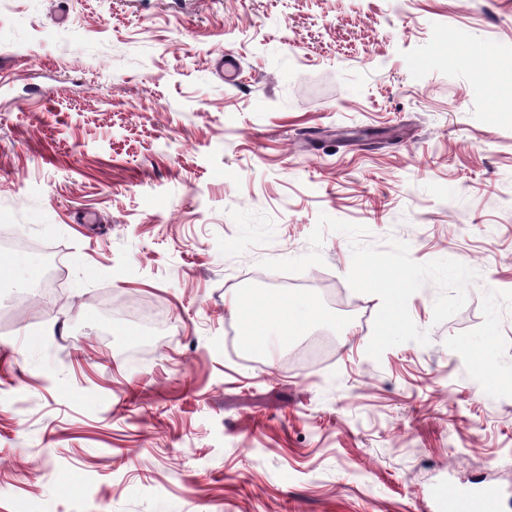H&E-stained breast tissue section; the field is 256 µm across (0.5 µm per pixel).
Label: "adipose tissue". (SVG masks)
Here are the masks:
<instances>
[{
  "mask_svg": "<svg viewBox=\"0 0 512 512\" xmlns=\"http://www.w3.org/2000/svg\"><path fill=\"white\" fill-rule=\"evenodd\" d=\"M358 280L361 284L382 290L390 299L381 319L380 336L406 333L407 323L401 307L404 277L382 272L372 261L365 259L360 263ZM241 315L247 340L262 352L268 351L271 345L288 343L326 319V311L315 296L296 299L273 290L244 299Z\"/></svg>",
  "mask_w": 512,
  "mask_h": 512,
  "instance_id": "1",
  "label": "adipose tissue"
}]
</instances>
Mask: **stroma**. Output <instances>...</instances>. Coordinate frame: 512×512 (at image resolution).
Returning <instances> with one entry per match:
<instances>
[{
  "instance_id": "35a3bbf8",
  "label": "stroma",
  "mask_w": 512,
  "mask_h": 512,
  "mask_svg": "<svg viewBox=\"0 0 512 512\" xmlns=\"http://www.w3.org/2000/svg\"><path fill=\"white\" fill-rule=\"evenodd\" d=\"M476 45L512 60V0L1 8L0 512H512V87ZM283 287L328 320L255 355L232 304ZM357 276L361 284L379 288L390 298V305L385 309L381 319L379 330L381 338L406 333L407 323L401 307L405 286L404 277L396 273L382 272L369 259L361 261ZM430 496L436 512H498L499 497L491 488L460 490L439 486Z\"/></svg>"
}]
</instances>
